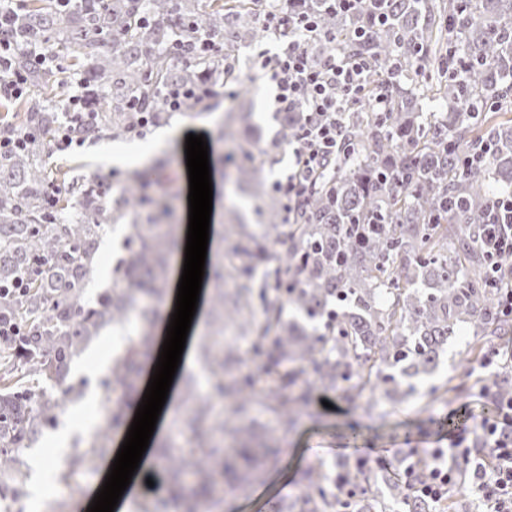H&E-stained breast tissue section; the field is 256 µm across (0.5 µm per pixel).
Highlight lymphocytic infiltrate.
I'll return each mask as SVG.
<instances>
[{
  "label": "lymphocytic infiltrate",
  "instance_id": "1",
  "mask_svg": "<svg viewBox=\"0 0 512 512\" xmlns=\"http://www.w3.org/2000/svg\"><path fill=\"white\" fill-rule=\"evenodd\" d=\"M307 0H283L268 10L260 23L281 49L260 52L250 70L252 80L275 83L280 111H304L306 122L292 143L295 169L275 187L295 209L308 186L319 177L326 160L335 156L343 140L342 117L362 104L361 92L371 66L367 60L334 54L313 57L310 46L323 33ZM489 265L491 283L505 282L500 307L512 316V193L498 196L486 214L477 239ZM493 417L473 429L461 430L451 442L458 449L473 480L471 491L488 512H512V399L494 404ZM489 449L490 460L471 459L470 448Z\"/></svg>",
  "mask_w": 512,
  "mask_h": 512
}]
</instances>
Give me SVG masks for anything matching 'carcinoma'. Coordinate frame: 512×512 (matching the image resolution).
Listing matches in <instances>:
<instances>
[{
  "label": "carcinoma",
  "mask_w": 512,
  "mask_h": 512,
  "mask_svg": "<svg viewBox=\"0 0 512 512\" xmlns=\"http://www.w3.org/2000/svg\"><path fill=\"white\" fill-rule=\"evenodd\" d=\"M387 0L388 20L375 3L343 17L319 11L320 28L336 35L312 47L321 56L340 53L373 60L367 87L379 89L387 108L364 106L344 116L343 141L306 201L289 216L278 191L265 190L259 174L273 165L282 144L302 124V113L280 112V137L257 146L250 107L224 113V135L233 148L224 163L250 194L262 231H251L234 208L225 211L230 239L215 258L213 307L251 341L269 397L255 395L254 371L232 345L201 348L213 395L191 400L180 418L194 440L187 455L161 450L169 462L167 499L143 501L138 512H217L210 487L224 479L234 489L248 483L276 455L265 412L292 432L318 398L336 393L352 406L367 388H380L393 403L416 392L432 374L458 329H474L473 360L512 352V318L499 312L500 293L488 283L475 241L491 206L494 185L512 186V0ZM267 0H28L0 37L41 45L67 67L41 69L17 53L12 72L25 76L31 96L0 100V112L18 122L0 126L10 135L34 136L19 153L0 156V289L23 280V291L0 292V321L16 332L0 335V480L23 489L21 451L54 427L64 398L76 392L68 380L73 357L105 326L135 317L129 338L104 383L107 425L84 454L110 445L143 360L151 350L168 281V258L177 248L174 202L179 177L164 159L127 179L107 200L93 176L74 187L66 172L44 163L59 125L52 97L65 89L73 67L96 98L93 126H78L89 140L125 139L141 132L146 110L165 121V94L230 84L235 47L262 39L258 22ZM215 42L203 51L200 40ZM415 75L407 89L402 78ZM448 102L435 123L423 111L428 97ZM486 146L481 161L463 159ZM128 219L135 246L113 269L116 285L88 297L108 205ZM456 224L453 240L448 225ZM490 398L512 397V364L493 377ZM224 402V415L212 402ZM197 477L194 484L187 474ZM431 468L422 458L397 480L387 467L343 458L333 476L302 472L298 491L272 512H451L463 500L467 474L450 489L448 504L415 492Z\"/></svg>",
  "instance_id": "obj_1"
}]
</instances>
